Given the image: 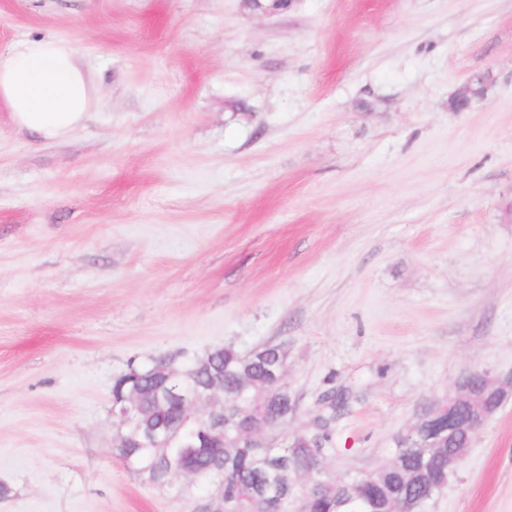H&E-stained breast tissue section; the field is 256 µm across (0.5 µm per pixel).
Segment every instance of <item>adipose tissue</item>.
Returning <instances> with one entry per match:
<instances>
[{
  "label": "adipose tissue",
  "instance_id": "obj_1",
  "mask_svg": "<svg viewBox=\"0 0 512 512\" xmlns=\"http://www.w3.org/2000/svg\"><path fill=\"white\" fill-rule=\"evenodd\" d=\"M0 99L19 127L47 140L67 136L95 103L75 47L57 38L34 39L0 53Z\"/></svg>",
  "mask_w": 512,
  "mask_h": 512
}]
</instances>
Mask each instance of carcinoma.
Listing matches in <instances>:
<instances>
[{"label": "carcinoma", "instance_id": "1", "mask_svg": "<svg viewBox=\"0 0 512 512\" xmlns=\"http://www.w3.org/2000/svg\"><path fill=\"white\" fill-rule=\"evenodd\" d=\"M177 365L192 369V380L187 386L205 384L218 373L224 374V441L212 448H187L191 429L182 430L181 440L168 448H129L130 467L146 476L150 482L169 487L171 466L183 457L191 456L195 475L190 478L207 493V500L221 493L223 512H294L296 488L294 474L311 463V449L305 447L299 436L277 440L265 448L249 446L246 435L272 418L288 420L296 412L297 404L288 386L278 380V370L286 364L285 350L279 344H265L255 355L239 353L230 346L212 350L207 362L194 365L190 360H175ZM152 363L136 364L140 374L139 387L144 393L148 416L142 426L176 425L179 413L173 405L156 406L152 403L157 382L149 373ZM265 400L263 415L252 413L249 401L255 396ZM336 404L326 400L314 415L313 425L323 441L332 443V424ZM460 446L456 440L443 441L438 456L422 461L420 449L402 439L396 452L376 469L374 485L362 493L352 487V478L329 476L327 486L309 492L305 503L308 512H383L387 500L423 496L430 500L443 488L429 487L408 477L419 474L427 466L435 480L447 465L448 449Z\"/></svg>", "mask_w": 512, "mask_h": 512}]
</instances>
